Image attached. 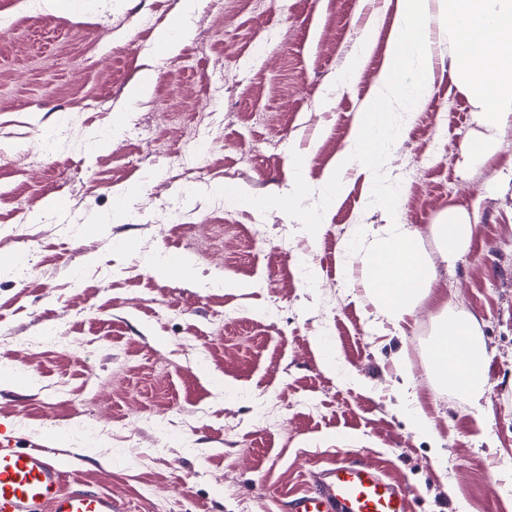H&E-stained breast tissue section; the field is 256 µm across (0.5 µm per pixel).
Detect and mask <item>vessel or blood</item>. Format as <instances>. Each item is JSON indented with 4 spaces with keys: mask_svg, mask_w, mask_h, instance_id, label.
<instances>
[{
    "mask_svg": "<svg viewBox=\"0 0 512 512\" xmlns=\"http://www.w3.org/2000/svg\"><path fill=\"white\" fill-rule=\"evenodd\" d=\"M293 497L289 512H410L409 495L382 472L355 459L337 461ZM0 512H118L108 490L91 489L38 448L0 445Z\"/></svg>",
    "mask_w": 512,
    "mask_h": 512,
    "instance_id": "vessel-or-blood-1",
    "label": "vessel or blood"
}]
</instances>
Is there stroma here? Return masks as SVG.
<instances>
[{"mask_svg": "<svg viewBox=\"0 0 512 512\" xmlns=\"http://www.w3.org/2000/svg\"><path fill=\"white\" fill-rule=\"evenodd\" d=\"M179 6L72 0L61 12L0 0L14 21L0 36V150L41 155L24 172L0 166V435L55 449L91 485L109 474L126 512H288L312 474L350 455L407 488L411 512H512V127L485 164L464 162L460 146L478 126L449 70L451 47L437 43L434 93L398 114L402 134L384 150L401 221L420 231L438 271L394 333L363 286L361 257L347 252L387 222L371 180L355 167L339 198L322 193L383 66L392 0H280L273 16L253 0H199L176 69L154 45ZM362 40L372 51L357 83L333 88ZM145 70L155 74L149 93L130 101ZM218 78L223 136L210 155L181 159L206 107L202 86ZM260 140L281 149L253 152ZM296 156L309 191L293 198ZM227 187L264 207L222 210ZM18 204L38 223H15ZM161 206L182 222L157 223ZM451 208L477 221L450 269L432 226ZM174 254L189 276L156 268ZM76 277L83 290L64 293ZM161 307L178 319L158 316ZM462 313L477 318L487 351L475 404L430 370L437 325ZM63 329L90 339L88 351L54 344ZM28 339L44 346L18 390L13 348ZM402 366L440 446L397 408ZM61 383L96 390V414L132 442L81 429L75 397L55 392ZM261 403L273 425L255 424Z\"/></svg>", "mask_w": 512, "mask_h": 512, "instance_id": "1", "label": "stroma"}]
</instances>
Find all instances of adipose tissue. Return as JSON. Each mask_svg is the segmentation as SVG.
Instances as JSON below:
<instances>
[{"mask_svg": "<svg viewBox=\"0 0 512 512\" xmlns=\"http://www.w3.org/2000/svg\"><path fill=\"white\" fill-rule=\"evenodd\" d=\"M444 17L440 32L431 28L432 7ZM452 45L450 70L468 95L481 132L462 143L470 161L486 162L499 132L512 125V0H396L388 53L369 95L353 118L349 145L325 174L327 200L342 195L346 171L361 167L374 184V197L386 207L383 237L374 240L362 260V280L378 312L401 329L425 300L437 279L436 266L420 248L419 233L399 220L396 193L380 181V147L401 131L396 111L415 112L426 105L435 81L437 35ZM434 232L444 241L442 260L453 264L473 232L468 213L449 209ZM436 380L478 402L485 388L486 351L466 314L442 321L431 348Z\"/></svg>", "mask_w": 512, "mask_h": 512, "instance_id": "1", "label": "adipose tissue"}]
</instances>
